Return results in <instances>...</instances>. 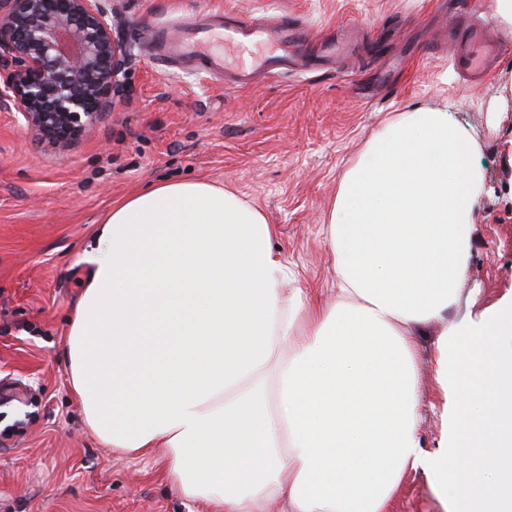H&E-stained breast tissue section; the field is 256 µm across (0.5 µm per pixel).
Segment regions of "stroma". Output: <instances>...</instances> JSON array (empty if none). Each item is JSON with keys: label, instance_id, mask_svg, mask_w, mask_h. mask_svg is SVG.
I'll return each mask as SVG.
<instances>
[{"label": "stroma", "instance_id": "stroma-1", "mask_svg": "<svg viewBox=\"0 0 512 512\" xmlns=\"http://www.w3.org/2000/svg\"><path fill=\"white\" fill-rule=\"evenodd\" d=\"M463 0H102L131 48L125 96L60 150L0 104V512H211L170 482L162 451L130 457L87 428L64 353L87 278L80 255L112 205L151 184L204 179L260 208L278 233L292 287L332 288L320 233L343 173L384 122L451 100L481 147L484 190L458 315L512 295V28L483 77L461 71L438 32ZM289 14L321 38L371 36L316 71L248 88L182 64L162 66L154 28L197 11ZM393 512H444L425 474Z\"/></svg>", "mask_w": 512, "mask_h": 512}]
</instances>
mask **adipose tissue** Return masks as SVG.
<instances>
[{
  "instance_id": "1",
  "label": "adipose tissue",
  "mask_w": 512,
  "mask_h": 512,
  "mask_svg": "<svg viewBox=\"0 0 512 512\" xmlns=\"http://www.w3.org/2000/svg\"><path fill=\"white\" fill-rule=\"evenodd\" d=\"M454 110L403 113L343 174L323 226L327 304L287 289L276 226L233 192L172 181L113 207L80 257L65 345L99 441L165 449L180 494L213 512H391L418 472L448 512H512V300L452 315L484 185ZM424 351L443 400L477 395L443 413L433 452ZM443 432L442 421L439 415L426 410L419 423V433L423 445L427 451L433 452L437 449Z\"/></svg>"
}]
</instances>
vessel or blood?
Listing matches in <instances>:
<instances>
[{"label":"vessel or blood","mask_w":512,"mask_h":512,"mask_svg":"<svg viewBox=\"0 0 512 512\" xmlns=\"http://www.w3.org/2000/svg\"><path fill=\"white\" fill-rule=\"evenodd\" d=\"M450 28L463 44L461 68L479 72L487 57L501 52V44L488 39L485 28L452 19ZM159 54L182 63H198L210 73L222 74L235 85L246 86L260 77L271 78L296 65L316 69L317 59H329L347 47L345 38L314 41L318 56L309 58L300 50L309 41L308 32L284 15L248 20L239 14L204 13L188 21L178 36L154 33Z\"/></svg>","instance_id":"1"}]
</instances>
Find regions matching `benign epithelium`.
<instances>
[{"instance_id":"obj_1","label":"benign epithelium","mask_w":512,"mask_h":512,"mask_svg":"<svg viewBox=\"0 0 512 512\" xmlns=\"http://www.w3.org/2000/svg\"><path fill=\"white\" fill-rule=\"evenodd\" d=\"M129 56L101 0H0V102L60 149L121 99Z\"/></svg>"}]
</instances>
